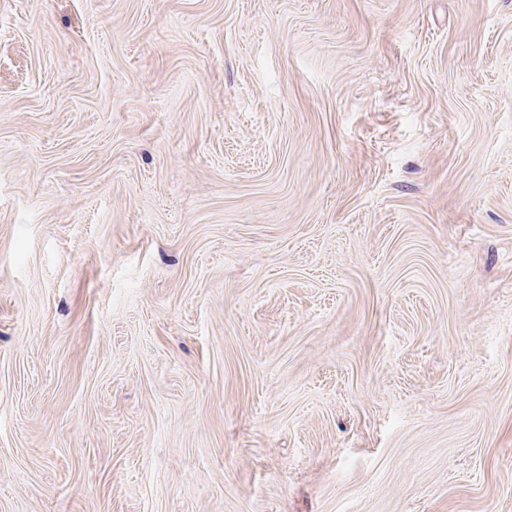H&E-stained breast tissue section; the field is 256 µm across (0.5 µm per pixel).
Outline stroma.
<instances>
[{"instance_id":"obj_1","label":"stroma","mask_w":512,"mask_h":512,"mask_svg":"<svg viewBox=\"0 0 512 512\" xmlns=\"http://www.w3.org/2000/svg\"><path fill=\"white\" fill-rule=\"evenodd\" d=\"M0 512H512V0H0Z\"/></svg>"}]
</instances>
